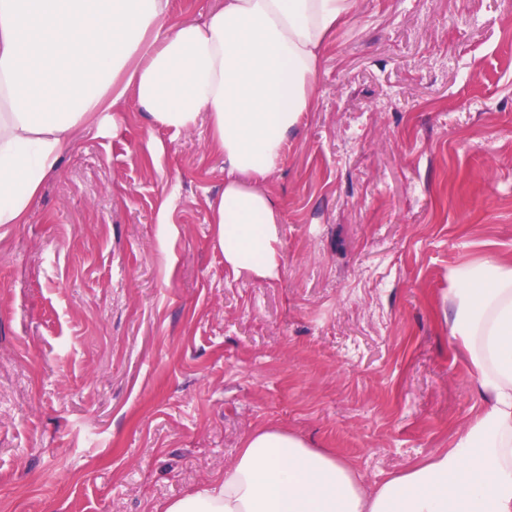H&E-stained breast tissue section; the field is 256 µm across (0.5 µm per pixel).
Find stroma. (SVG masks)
Listing matches in <instances>:
<instances>
[{"instance_id": "stroma-1", "label": "stroma", "mask_w": 512, "mask_h": 512, "mask_svg": "<svg viewBox=\"0 0 512 512\" xmlns=\"http://www.w3.org/2000/svg\"><path fill=\"white\" fill-rule=\"evenodd\" d=\"M120 114L0 226V512H155L264 425L367 481L451 448L448 273L512 257V0H359L268 182L274 279L224 267L205 127Z\"/></svg>"}]
</instances>
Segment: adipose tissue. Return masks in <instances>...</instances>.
I'll return each mask as SVG.
<instances>
[{
    "label": "adipose tissue",
    "mask_w": 512,
    "mask_h": 512,
    "mask_svg": "<svg viewBox=\"0 0 512 512\" xmlns=\"http://www.w3.org/2000/svg\"><path fill=\"white\" fill-rule=\"evenodd\" d=\"M357 0H224L201 22L171 0H0V225L22 224L73 134L118 121L206 126L224 157L210 222L224 266L276 277L279 205L265 189L316 99L323 52ZM450 332L479 413L453 448L365 481L328 448L252 430L223 475L158 512H512V262L448 274Z\"/></svg>",
    "instance_id": "1"
}]
</instances>
